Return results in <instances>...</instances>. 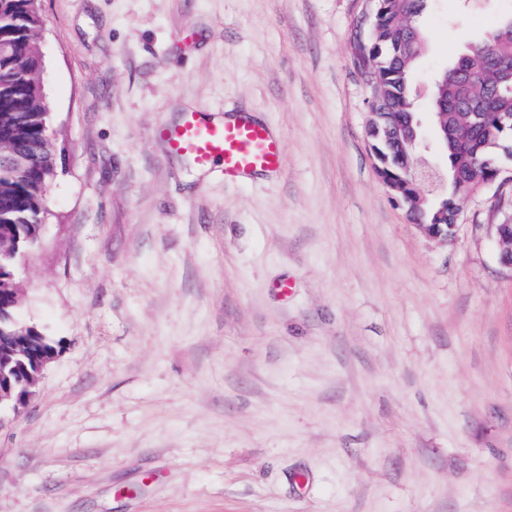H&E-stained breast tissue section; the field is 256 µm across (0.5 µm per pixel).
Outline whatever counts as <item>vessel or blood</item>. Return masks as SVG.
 I'll return each mask as SVG.
<instances>
[{
    "label": "vessel or blood",
    "instance_id": "obj_1",
    "mask_svg": "<svg viewBox=\"0 0 512 512\" xmlns=\"http://www.w3.org/2000/svg\"><path fill=\"white\" fill-rule=\"evenodd\" d=\"M160 136L170 152L190 157L198 168L218 173L228 184L279 172L283 165L281 137L243 111L226 121L204 111L186 112L179 122L162 128Z\"/></svg>",
    "mask_w": 512,
    "mask_h": 512
}]
</instances>
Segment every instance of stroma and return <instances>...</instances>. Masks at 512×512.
<instances>
[{
    "label": "stroma",
    "instance_id": "obj_1",
    "mask_svg": "<svg viewBox=\"0 0 512 512\" xmlns=\"http://www.w3.org/2000/svg\"><path fill=\"white\" fill-rule=\"evenodd\" d=\"M55 175L19 318L58 342L0 408V512H512V189L452 240L376 172L354 65L367 0H38ZM512 0H426L414 85ZM246 107L280 173L170 153Z\"/></svg>",
    "mask_w": 512,
    "mask_h": 512
}]
</instances>
